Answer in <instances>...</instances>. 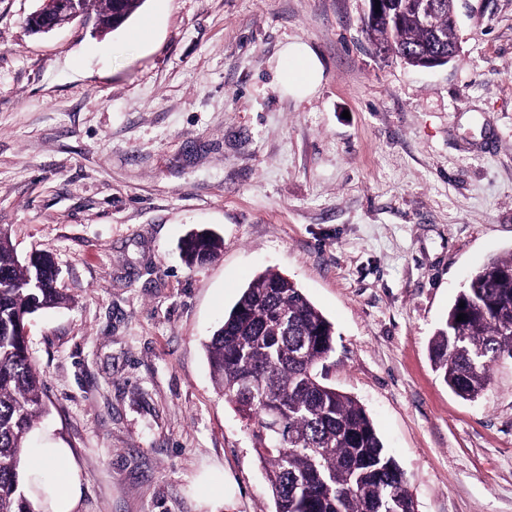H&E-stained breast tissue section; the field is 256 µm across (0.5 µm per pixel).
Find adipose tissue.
<instances>
[{
  "label": "adipose tissue",
  "instance_id": "obj_1",
  "mask_svg": "<svg viewBox=\"0 0 512 512\" xmlns=\"http://www.w3.org/2000/svg\"><path fill=\"white\" fill-rule=\"evenodd\" d=\"M279 73L282 88L288 95L304 99L322 84V65L307 43H285L279 52ZM27 455L36 465L29 471L32 483H47L48 495L39 501L42 512H76L82 499L80 470L68 449L29 447Z\"/></svg>",
  "mask_w": 512,
  "mask_h": 512
}]
</instances>
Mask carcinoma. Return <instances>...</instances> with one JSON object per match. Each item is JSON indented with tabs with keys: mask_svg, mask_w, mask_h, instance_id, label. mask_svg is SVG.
I'll list each match as a JSON object with an SVG mask.
<instances>
[{
	"mask_svg": "<svg viewBox=\"0 0 512 512\" xmlns=\"http://www.w3.org/2000/svg\"><path fill=\"white\" fill-rule=\"evenodd\" d=\"M400 23L365 24L369 43L420 67L456 43L443 0L434 25H421L415 0H392ZM144 0H77L96 8L103 31L116 30ZM224 240L202 229L182 245L188 265L216 258ZM53 257L21 261L0 228V512H36L26 491L23 448L44 412V385L31 365L26 323L61 303ZM465 307H459L460 303ZM465 314L463 321L457 320ZM335 331L288 276L273 270L245 286L206 345L224 397L253 422L252 437L274 512H415L405 473L364 407L323 382L319 367L334 350ZM436 370L464 400L485 390L492 363L512 360V253L475 271L430 341Z\"/></svg>",
	"mask_w": 512,
	"mask_h": 512,
	"instance_id": "cac0c4a2",
	"label": "carcinoma"
}]
</instances>
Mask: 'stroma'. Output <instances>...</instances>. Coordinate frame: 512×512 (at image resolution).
Instances as JSON below:
<instances>
[{"mask_svg":"<svg viewBox=\"0 0 512 512\" xmlns=\"http://www.w3.org/2000/svg\"><path fill=\"white\" fill-rule=\"evenodd\" d=\"M0 0V226L52 254L66 302L27 324L37 445L72 449L79 512H273L249 420L206 345L266 269L332 323L326 383L359 401L418 512H512V361L467 401L429 344L467 276L512 252V0H456L460 54L375 53L368 0H144L47 34ZM149 26L144 41L134 31ZM324 68L283 93L290 41ZM224 240L187 266L193 229Z\"/></svg>","mask_w":512,"mask_h":512,"instance_id":"obj_1","label":"stroma"}]
</instances>
